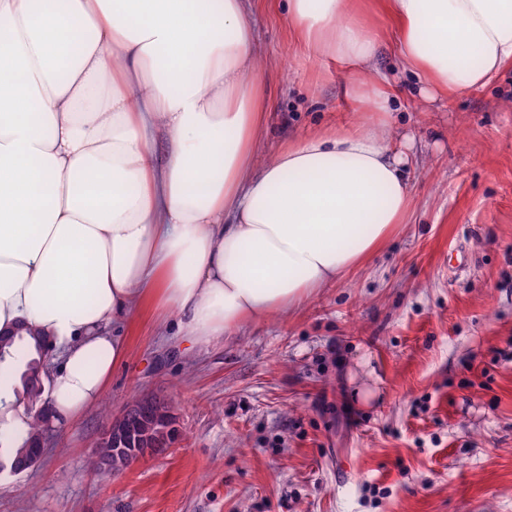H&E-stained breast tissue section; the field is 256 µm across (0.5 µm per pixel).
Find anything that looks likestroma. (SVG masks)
Segmentation results:
<instances>
[{"mask_svg":"<svg viewBox=\"0 0 512 512\" xmlns=\"http://www.w3.org/2000/svg\"><path fill=\"white\" fill-rule=\"evenodd\" d=\"M287 0H247L270 108L255 160L359 115L347 72L292 42ZM388 132L410 156L411 207L384 245L289 311L186 350L154 303L115 333L104 398L40 461L0 474V512H512V65L431 100L398 63L384 0ZM146 393L176 417L167 450L104 476L108 422Z\"/></svg>","mask_w":512,"mask_h":512,"instance_id":"1","label":"stroma"}]
</instances>
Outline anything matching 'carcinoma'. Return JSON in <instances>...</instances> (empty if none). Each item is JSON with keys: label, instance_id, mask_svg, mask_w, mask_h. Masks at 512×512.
<instances>
[{"label": "carcinoma", "instance_id": "obj_1", "mask_svg": "<svg viewBox=\"0 0 512 512\" xmlns=\"http://www.w3.org/2000/svg\"><path fill=\"white\" fill-rule=\"evenodd\" d=\"M46 340L35 328H27L24 334L0 340V369H7L14 363L21 364L19 375L20 388L16 389L18 399L26 401L35 413L28 422V430L22 444L15 446L0 441V471L8 468L16 456L24 451L29 441L38 439L42 430L44 399L42 387L37 385L41 375ZM176 418L168 406H148L147 409L121 424V428L135 437L139 448H155L162 452L174 440L177 429ZM98 451L92 454L91 467L100 469L110 452L112 445L98 438L95 443Z\"/></svg>", "mask_w": 512, "mask_h": 512}]
</instances>
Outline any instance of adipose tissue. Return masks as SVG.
<instances>
[{
	"mask_svg": "<svg viewBox=\"0 0 512 512\" xmlns=\"http://www.w3.org/2000/svg\"><path fill=\"white\" fill-rule=\"evenodd\" d=\"M426 94L512 65V0H387ZM293 42L353 74L374 122L255 165L268 101L245 0H0V332L41 331L58 428L100 403L114 328L154 301L196 346L286 311L376 252L411 206L376 34L349 0H288ZM30 411L0 382V438Z\"/></svg>",
	"mask_w": 512,
	"mask_h": 512,
	"instance_id": "adipose-tissue-1",
	"label": "adipose tissue"
}]
</instances>
